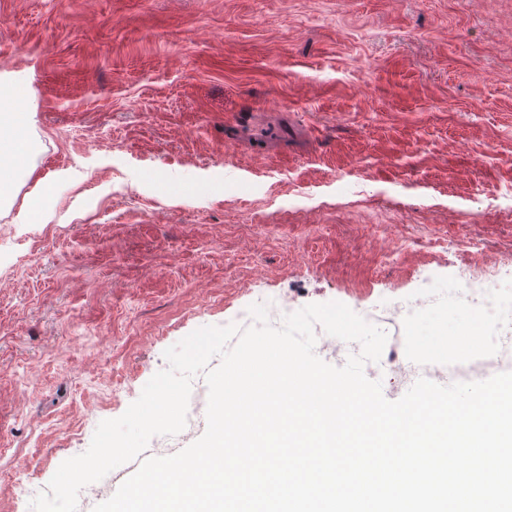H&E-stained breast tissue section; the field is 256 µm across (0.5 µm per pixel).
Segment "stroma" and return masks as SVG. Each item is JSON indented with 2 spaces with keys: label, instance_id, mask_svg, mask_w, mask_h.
Listing matches in <instances>:
<instances>
[{
  "label": "stroma",
  "instance_id": "1",
  "mask_svg": "<svg viewBox=\"0 0 512 512\" xmlns=\"http://www.w3.org/2000/svg\"><path fill=\"white\" fill-rule=\"evenodd\" d=\"M0 73V512L251 304L512 287V0H0ZM15 95L13 86L3 85L0 75V201L11 197L14 190L13 173L24 162L27 143L20 137H3L5 129L18 130L24 126L22 112L10 106Z\"/></svg>",
  "mask_w": 512,
  "mask_h": 512
}]
</instances>
